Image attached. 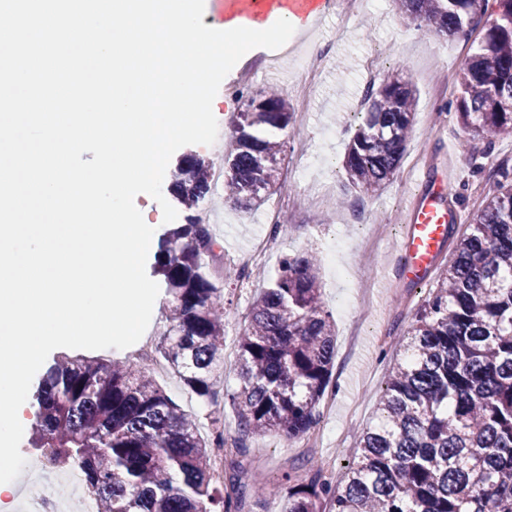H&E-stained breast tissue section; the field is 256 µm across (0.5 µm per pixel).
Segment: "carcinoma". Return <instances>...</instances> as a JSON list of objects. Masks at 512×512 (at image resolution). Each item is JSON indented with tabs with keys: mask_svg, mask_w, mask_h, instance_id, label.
<instances>
[{
	"mask_svg": "<svg viewBox=\"0 0 512 512\" xmlns=\"http://www.w3.org/2000/svg\"><path fill=\"white\" fill-rule=\"evenodd\" d=\"M418 26L451 37L482 26L461 65L456 118L463 132L512 135V0H394ZM224 160V194L246 210L276 190L285 141L301 133L283 93L244 91ZM416 92L398 74L372 91L344 157L350 186L376 193L396 173L414 129ZM473 222L387 369L376 417L358 429L355 457L336 486L308 460L288 482L285 512H512V173L489 169ZM187 223L157 257L171 307L159 350L184 385L217 403L227 311L211 271L222 245L199 209L211 166L189 156L171 172ZM312 251L286 255L254 294L238 336L235 447L275 432L291 441L318 422L332 380L336 326L325 310ZM33 445L75 469L97 512H240L210 478V449L230 433L220 417L205 440L195 420L137 362L63 357L42 376Z\"/></svg>",
	"mask_w": 512,
	"mask_h": 512,
	"instance_id": "obj_1",
	"label": "carcinoma"
}]
</instances>
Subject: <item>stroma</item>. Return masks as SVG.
I'll return each mask as SVG.
<instances>
[{"label":"stroma","instance_id":"35a3bbf8","mask_svg":"<svg viewBox=\"0 0 512 512\" xmlns=\"http://www.w3.org/2000/svg\"><path fill=\"white\" fill-rule=\"evenodd\" d=\"M480 41L477 30L448 39L416 29L399 15L392 0H368L365 12L348 24L338 19L335 10H328L306 31L304 43L295 51H249V58L265 61L263 69L255 72L250 90L275 85L290 100L306 79L308 56L316 50L326 51L320 80L299 125L302 137L312 146L311 178L335 181L337 196L347 201L340 209L331 205L323 210L302 207L289 214L279 254L260 270L276 274L285 254L307 250L326 254L339 238L347 247L336 265L321 266L325 306L336 321V362L326 391L330 408L320 413L316 426L301 440L291 443L268 433L249 438L245 451L225 456L221 491L237 497L241 512H284L282 475L292 468L297 479L307 480L309 473L300 467L301 459L315 458L323 462L325 472L340 475L352 462L355 431L371 420L387 363L400 350L429 293L425 284L409 288L399 273L396 251L409 201L423 185L422 174L446 168L454 185L452 203L469 221L480 207L489 167L498 163L512 166V136H471L465 154L456 147L462 135L451 108L459 95L457 74ZM380 47L392 51L379 68L380 79L395 74L404 77L416 90L417 104L414 131L399 171L379 192L364 195L349 187L343 160L351 138L350 124L355 113L365 109L367 61ZM358 204L386 231L383 256L371 267L362 265L358 255L359 246L371 234L356 219L354 207ZM204 207L223 216L222 223L212 225L211 231L225 251H249L270 230L263 210L235 209L226 205L223 194H210ZM218 284L224 290L227 309L225 344L232 348L244 326L252 291L260 283L252 281L250 291L242 293L227 273ZM154 362L151 376L158 386L195 418L201 436L211 435L213 405L189 392L162 356H155ZM258 476L269 487L268 495L256 494L254 479Z\"/></svg>","mask_w":512,"mask_h":512}]
</instances>
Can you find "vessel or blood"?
<instances>
[{
	"label": "vessel or blood",
	"instance_id": "obj_1",
	"mask_svg": "<svg viewBox=\"0 0 512 512\" xmlns=\"http://www.w3.org/2000/svg\"><path fill=\"white\" fill-rule=\"evenodd\" d=\"M424 184L407 213L398 250L404 276L416 282L433 273L448 241L449 226L463 220L460 211L448 206L454 188L446 171L426 174Z\"/></svg>",
	"mask_w": 512,
	"mask_h": 512
}]
</instances>
